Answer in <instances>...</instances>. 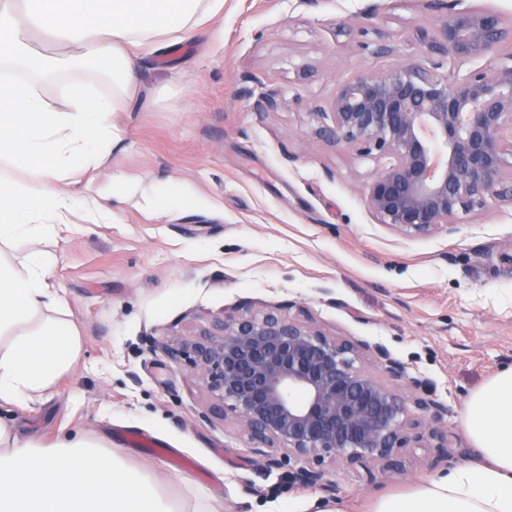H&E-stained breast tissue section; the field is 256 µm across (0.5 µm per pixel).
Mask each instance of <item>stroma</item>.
Instances as JSON below:
<instances>
[{"label": "stroma", "instance_id": "1", "mask_svg": "<svg viewBox=\"0 0 512 512\" xmlns=\"http://www.w3.org/2000/svg\"><path fill=\"white\" fill-rule=\"evenodd\" d=\"M444 18L431 0H224L223 38L140 54L122 141L67 181L78 208L101 192L112 221L60 227L47 245L80 357L41 402L1 407L0 419L46 445L95 437L104 457L159 479L175 512H308L314 501L367 512L442 471L436 449L404 448L400 469L372 479L340 464L327 475L335 491L302 488L254 461L233 420L206 418L191 369L160 343L244 305L281 306L354 344L376 377L386 359L402 363L445 407L449 450L470 448L471 393L512 366V203L489 200L451 233L399 235L364 200L377 160L325 140L314 115L338 82L421 61L417 32ZM272 89L277 109L256 111ZM117 173L199 202L115 199Z\"/></svg>", "mask_w": 512, "mask_h": 512}]
</instances>
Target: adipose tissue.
<instances>
[{"instance_id":"obj_1","label":"adipose tissue","mask_w":512,"mask_h":512,"mask_svg":"<svg viewBox=\"0 0 512 512\" xmlns=\"http://www.w3.org/2000/svg\"><path fill=\"white\" fill-rule=\"evenodd\" d=\"M223 11L224 0H0V162L41 184L29 196L0 176V245H30L20 264L0 255V406L39 401L80 355L76 327L48 317L63 305L49 282L55 258L38 244L73 214L61 176L103 166L121 138L116 117L139 90L131 49L203 28L220 38L212 21ZM37 36L62 53L37 56ZM50 83L63 106L47 98ZM112 187L150 210L187 200L123 175ZM462 425L471 460L377 498L371 512H512V367L470 396ZM97 448L90 438L23 443L0 420V512H174L154 482Z\"/></svg>"}]
</instances>
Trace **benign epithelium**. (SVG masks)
Instances as JSON below:
<instances>
[{
	"mask_svg": "<svg viewBox=\"0 0 512 512\" xmlns=\"http://www.w3.org/2000/svg\"><path fill=\"white\" fill-rule=\"evenodd\" d=\"M433 2L446 19L417 34L423 61L358 73L315 112L325 119L323 138L383 161L363 187L366 205L410 236L446 231L490 197L512 202V55L491 74L461 70L512 40V30L460 0ZM444 67L453 77L437 73ZM161 349L195 372L208 418L233 417L262 466L288 469L303 487L335 490L328 467L342 462L396 468L411 443H435L438 463L466 454L448 451L440 431L412 419L414 409L434 421L445 408L412 394L422 382L401 363L387 360L386 372L406 379V390L357 365L354 345L279 308L242 307Z\"/></svg>",
	"mask_w": 512,
	"mask_h": 512,
	"instance_id": "obj_1",
	"label": "benign epithelium"
}]
</instances>
